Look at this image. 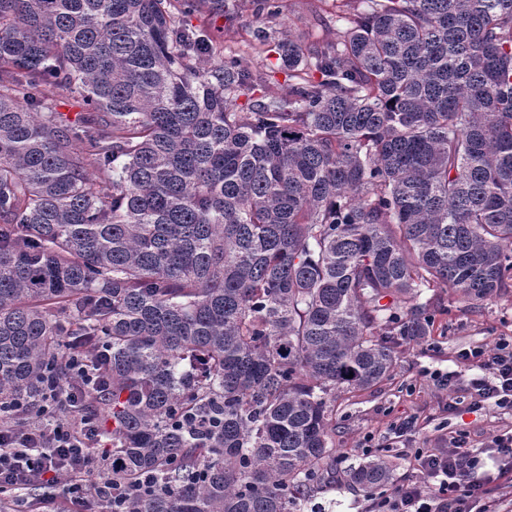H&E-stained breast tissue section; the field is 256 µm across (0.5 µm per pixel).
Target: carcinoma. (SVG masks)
Segmentation results:
<instances>
[{
	"instance_id": "carcinoma-1",
	"label": "carcinoma",
	"mask_w": 512,
	"mask_h": 512,
	"mask_svg": "<svg viewBox=\"0 0 512 512\" xmlns=\"http://www.w3.org/2000/svg\"><path fill=\"white\" fill-rule=\"evenodd\" d=\"M186 2L0 0V401L84 336L112 480L154 483L127 512H300L423 290L512 285V0H364L314 53L259 28L286 94ZM346 477L393 486L380 452ZM47 102L54 107L56 112H60L64 120L73 122L82 113L92 112L85 105L82 97L77 93L54 91L49 92Z\"/></svg>"
}]
</instances>
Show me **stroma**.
Here are the masks:
<instances>
[{
  "instance_id": "obj_1",
  "label": "stroma",
  "mask_w": 512,
  "mask_h": 512,
  "mask_svg": "<svg viewBox=\"0 0 512 512\" xmlns=\"http://www.w3.org/2000/svg\"><path fill=\"white\" fill-rule=\"evenodd\" d=\"M186 16L189 24L210 35L221 53L240 47L259 24V0H192ZM283 36L292 38L308 51L322 42L336 39L346 30L348 8L342 0H279ZM434 310L431 336L424 341L402 343L396 353L391 376L368 388L337 394V457L344 465H358L369 451L386 449L395 481L412 474L415 454L438 447L452 433H465L476 454L484 460V471L496 475L499 468L512 467V458H490L487 444L498 433L512 429V410L486 401L472 413L469 394L449 390L448 375L465 380L470 370L459 363L458 351L476 346L493 348L497 340L512 336V289L483 303L455 299L448 289L434 288L424 293ZM457 401L449 410V401ZM410 421L411 432L398 434L397 426ZM319 512H369L368 495L353 488L345 478L321 486L312 502Z\"/></svg>"
}]
</instances>
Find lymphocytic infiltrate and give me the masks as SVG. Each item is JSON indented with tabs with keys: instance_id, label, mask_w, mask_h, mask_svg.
I'll return each instance as SVG.
<instances>
[{
	"instance_id": "f902f5d3",
	"label": "lymphocytic infiltrate",
	"mask_w": 512,
	"mask_h": 512,
	"mask_svg": "<svg viewBox=\"0 0 512 512\" xmlns=\"http://www.w3.org/2000/svg\"><path fill=\"white\" fill-rule=\"evenodd\" d=\"M458 359L476 370L466 383L471 394L512 407V337L499 338L490 349L461 350ZM98 360L85 351L72 355L69 364L76 379L69 390L50 386L43 391L38 404L54 409L52 425H21L13 414H0V493H16L7 512H27L19 491L56 485L62 475L69 478V499L88 504V512H114L136 495V488L102 476L97 451L106 441L88 427L80 411L89 370ZM468 443V435L459 433L449 436L447 448L416 453L418 475L375 498L373 512H501L502 500L494 492L512 488V472L502 470L494 477L482 473Z\"/></svg>"
}]
</instances>
